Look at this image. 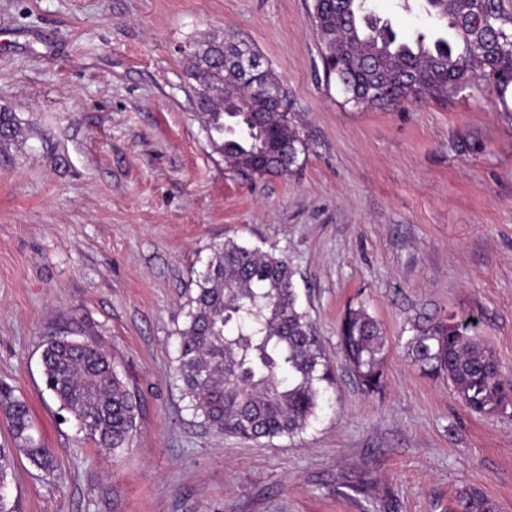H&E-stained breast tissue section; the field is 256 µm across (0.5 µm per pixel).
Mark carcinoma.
<instances>
[{
  "label": "carcinoma",
  "instance_id": "carcinoma-1",
  "mask_svg": "<svg viewBox=\"0 0 512 512\" xmlns=\"http://www.w3.org/2000/svg\"><path fill=\"white\" fill-rule=\"evenodd\" d=\"M427 15L451 31L430 48L402 41L376 17L370 0H313L312 22L328 76L345 103L376 108L410 99H444L476 74L490 77L499 94L512 86V13L503 0H422ZM183 53L192 103L212 146L239 171L289 176L303 141L288 118L287 93L271 69L261 94L235 63L230 47L260 57L248 42L216 33ZM14 115L0 111V142L18 139ZM288 259L235 239L213 247L195 281L187 320L177 331L175 375L188 407L209 430L249 440L300 435L324 399L331 369L294 288ZM470 318L429 319L412 326L413 360L448 377L473 412L504 413L512 385L501 379L493 355L470 334ZM344 360L363 390L382 386L386 339L365 307L348 308L338 332ZM45 387L99 448L116 455L138 429L140 403L112 359L95 340L50 338L41 355ZM0 412L14 446H0V485L10 486L21 453L47 475L57 470L53 449L32 434L28 404L0 386ZM456 512H494L474 489L460 492Z\"/></svg>",
  "mask_w": 512,
  "mask_h": 512
}]
</instances>
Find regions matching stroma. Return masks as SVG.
I'll list each match as a JSON object with an SVG mask.
<instances>
[{"mask_svg": "<svg viewBox=\"0 0 512 512\" xmlns=\"http://www.w3.org/2000/svg\"><path fill=\"white\" fill-rule=\"evenodd\" d=\"M313 0H0V384L28 402L55 475L17 456L19 512H512V418L477 415L406 348L418 318L471 315L512 381V111L474 78L445 99L361 110L327 78ZM401 36L419 8L372 0ZM248 40L284 84L297 171L230 168L189 101L180 48ZM291 261L332 371L293 439L207 430L174 376L176 331L213 247ZM365 306L387 340L365 392L337 332ZM93 336L140 398L129 448L101 451L45 389L53 336ZM456 512H494L495 507L482 493L474 489L461 491L456 499Z\"/></svg>", "mask_w": 512, "mask_h": 512, "instance_id": "1", "label": "stroma"}]
</instances>
